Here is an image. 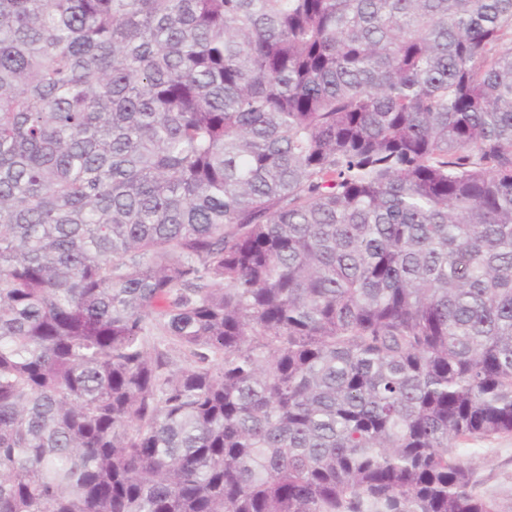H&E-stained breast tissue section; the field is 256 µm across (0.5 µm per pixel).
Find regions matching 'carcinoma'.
Segmentation results:
<instances>
[{
    "label": "carcinoma",
    "mask_w": 512,
    "mask_h": 512,
    "mask_svg": "<svg viewBox=\"0 0 512 512\" xmlns=\"http://www.w3.org/2000/svg\"><path fill=\"white\" fill-rule=\"evenodd\" d=\"M512 0H0V512H498ZM473 462L475 491L495 501L500 512H512V435L462 443Z\"/></svg>",
    "instance_id": "carcinoma-1"
}]
</instances>
